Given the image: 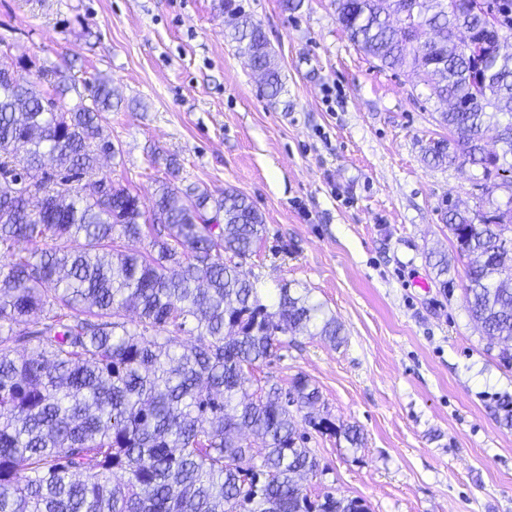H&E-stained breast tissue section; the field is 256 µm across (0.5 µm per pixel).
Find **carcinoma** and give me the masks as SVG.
Wrapping results in <instances>:
<instances>
[{
    "label": "carcinoma",
    "instance_id": "1",
    "mask_svg": "<svg viewBox=\"0 0 512 512\" xmlns=\"http://www.w3.org/2000/svg\"><path fill=\"white\" fill-rule=\"evenodd\" d=\"M332 5L379 68L406 63L448 101L438 123L458 138L432 140L424 159L469 163L485 194L508 195L473 214L447 202L443 220L467 310L512 367V0ZM224 12L276 98L283 83L261 26L235 0ZM112 97L105 78L82 90L62 79L47 97L0 67V259L10 256L0 262V512H369L299 482L319 471L302 424L352 448L360 429L316 412L321 394L302 376L286 390L255 378L279 334L334 344L342 324L307 288L285 283L262 301L233 261L266 232L244 193L165 179L144 202L101 172V157H116L100 123ZM148 211L164 229L149 252L118 249L146 236ZM253 382L257 399L246 396Z\"/></svg>",
    "mask_w": 512,
    "mask_h": 512
}]
</instances>
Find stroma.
<instances>
[{
  "label": "stroma",
  "instance_id": "35a3bbf8",
  "mask_svg": "<svg viewBox=\"0 0 512 512\" xmlns=\"http://www.w3.org/2000/svg\"><path fill=\"white\" fill-rule=\"evenodd\" d=\"M242 0L276 52L269 100L227 36L222 0H0V62L84 84L119 102L102 124L118 151L103 170L141 199L170 177L213 195L232 187L266 234L242 263L265 299L290 282L343 324L333 345L281 335L256 375L305 376L322 414L364 444L309 431L312 494L359 497L370 512H512V395L463 300V269L440 286L433 251L453 253L439 206L475 211L480 169L438 168L423 150L446 135L443 106L409 68H376L331 0Z\"/></svg>",
  "mask_w": 512,
  "mask_h": 512
}]
</instances>
